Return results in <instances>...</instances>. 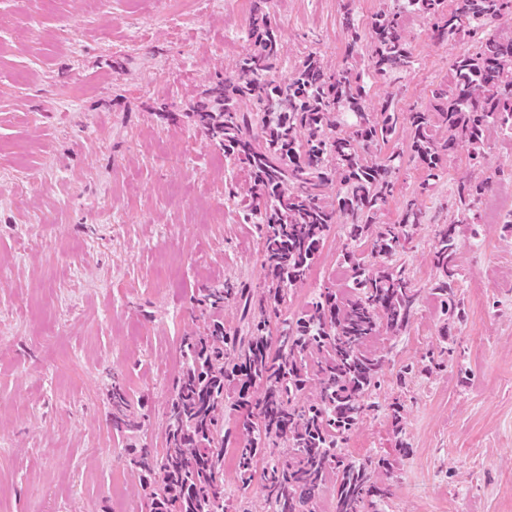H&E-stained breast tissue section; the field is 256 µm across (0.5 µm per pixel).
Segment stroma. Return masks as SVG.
I'll return each instance as SVG.
<instances>
[{
	"mask_svg": "<svg viewBox=\"0 0 512 512\" xmlns=\"http://www.w3.org/2000/svg\"><path fill=\"white\" fill-rule=\"evenodd\" d=\"M256 2L0 0V512H145L127 459L164 446L182 341L205 315L198 287L262 286L238 199L248 171L187 116L250 50ZM268 8L276 80L310 51L342 62L338 0ZM409 31L414 68L371 91L405 108L427 102L460 49L436 44L425 19ZM466 157L421 199L427 222L399 257L421 299L402 334L377 342L376 409L345 443L351 460L393 462L376 512H512V179L483 200L494 217L457 227L460 319L442 322L432 294L434 231ZM344 240L334 225L289 313L345 287ZM410 364L420 372L400 385ZM116 382L136 433L109 421Z\"/></svg>",
	"mask_w": 512,
	"mask_h": 512,
	"instance_id": "stroma-1",
	"label": "stroma"
}]
</instances>
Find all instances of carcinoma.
<instances>
[{
  "mask_svg": "<svg viewBox=\"0 0 512 512\" xmlns=\"http://www.w3.org/2000/svg\"><path fill=\"white\" fill-rule=\"evenodd\" d=\"M362 31L353 0H341L349 41L345 60L332 65L310 52L288 80L271 78L280 42L271 17L257 6L249 22L252 48L237 73L213 84L189 118L224 157L245 164L251 191L244 211L259 214L262 288L230 279L199 288L210 311L233 301L243 327L233 331L210 318L186 337L182 368L165 414V448L134 452L130 469L150 500V512H244L224 497V438L240 439L236 478L251 486L260 456V488L270 512H310L319 491L336 483L335 512H366L369 498L385 492L380 475L392 463L348 459L341 440L367 415L368 392L380 385L383 356L369 349L382 333L405 329L418 304L404 266L389 258L405 247L409 229L425 221L419 197L406 199L396 224L380 223L404 166V152L383 157L372 148L408 132L409 157L426 172L421 191L443 178L448 158L468 148L471 171H484L486 132L512 130V0H391ZM431 22L438 41L462 49L448 76L430 90L426 106L408 111L396 97L369 103L371 87L415 64L405 20ZM367 45L366 62L359 48ZM492 176H462L452 214L435 231L431 259L442 276L437 310L443 321L457 309L456 226L482 223L481 204ZM337 188L336 195L327 190ZM334 224L345 228L338 261L350 287L327 289L305 310L283 322L279 348L270 351V318L288 290L303 283ZM370 242L377 267L361 246ZM318 384L306 404L296 396ZM123 387L112 385V422L129 430ZM236 416L225 425V414Z\"/></svg>",
  "mask_w": 512,
  "mask_h": 512,
  "instance_id": "cac0c4a2",
  "label": "carcinoma"
}]
</instances>
